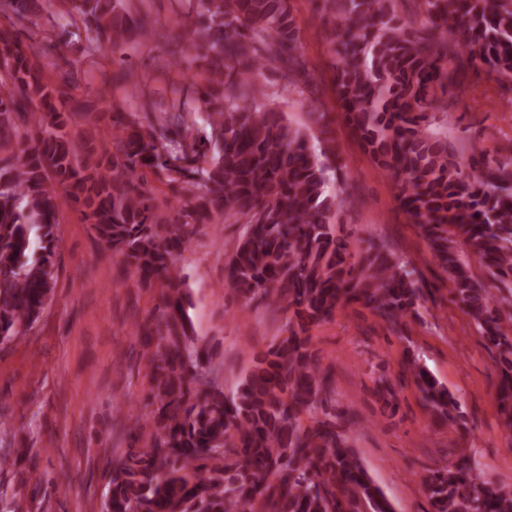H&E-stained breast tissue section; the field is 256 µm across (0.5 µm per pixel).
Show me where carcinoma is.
I'll return each mask as SVG.
<instances>
[{
  "mask_svg": "<svg viewBox=\"0 0 512 512\" xmlns=\"http://www.w3.org/2000/svg\"><path fill=\"white\" fill-rule=\"evenodd\" d=\"M398 0H323L333 25V83L345 123L382 173L446 275L452 300L497 351V398L512 439V161L484 157L466 175L448 149V66L512 81V0H421L416 34ZM0 27V343L29 334L56 283L58 215L80 209L97 239L141 288L157 289L145 357L147 423L112 460L103 512H394L353 450L354 422L331 406L310 331L358 303L393 332L432 295L412 260L384 242L354 246L333 222L349 197L327 186L336 149L319 148L258 101L257 77L303 70L288 0H194L186 52L208 64L204 84L143 117L112 116L108 143L69 135L101 120L76 93L74 71L46 76L24 39L39 8L81 19L91 44L120 52L161 42L165 29L129 17L127 0H5ZM209 128L199 145L185 132ZM178 186L157 211L146 175ZM242 224L224 284L290 314L287 335L255 354L233 385L210 378L208 346L191 336L187 276L176 261L201 227ZM477 261L488 283L471 272ZM406 370L430 410L455 420L456 398L421 368ZM308 424H303V419ZM431 512H512V486L486 479L462 451L422 480Z\"/></svg>",
  "mask_w": 512,
  "mask_h": 512,
  "instance_id": "1",
  "label": "carcinoma"
}]
</instances>
